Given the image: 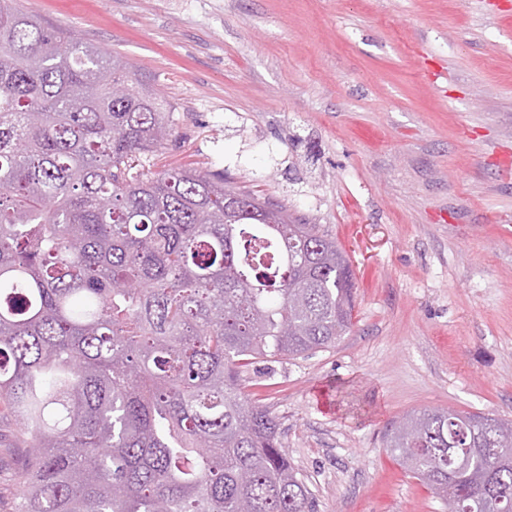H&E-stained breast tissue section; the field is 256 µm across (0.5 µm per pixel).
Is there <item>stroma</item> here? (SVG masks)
<instances>
[{
  "mask_svg": "<svg viewBox=\"0 0 512 512\" xmlns=\"http://www.w3.org/2000/svg\"><path fill=\"white\" fill-rule=\"evenodd\" d=\"M163 97L160 169L323 225L350 260L334 346L255 365L315 512H442L383 446L436 407L512 420V0H19ZM0 422V512L21 451Z\"/></svg>",
  "mask_w": 512,
  "mask_h": 512,
  "instance_id": "1",
  "label": "stroma"
}]
</instances>
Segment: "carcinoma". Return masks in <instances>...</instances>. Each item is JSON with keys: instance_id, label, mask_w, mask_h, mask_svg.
Instances as JSON below:
<instances>
[{"instance_id": "carcinoma-1", "label": "carcinoma", "mask_w": 512, "mask_h": 512, "mask_svg": "<svg viewBox=\"0 0 512 512\" xmlns=\"http://www.w3.org/2000/svg\"><path fill=\"white\" fill-rule=\"evenodd\" d=\"M125 92L117 96L113 88ZM128 62L0 0V418L17 512H313L258 362L336 345L354 273L319 224L195 168ZM384 448L460 512H512V422L433 408Z\"/></svg>"}]
</instances>
